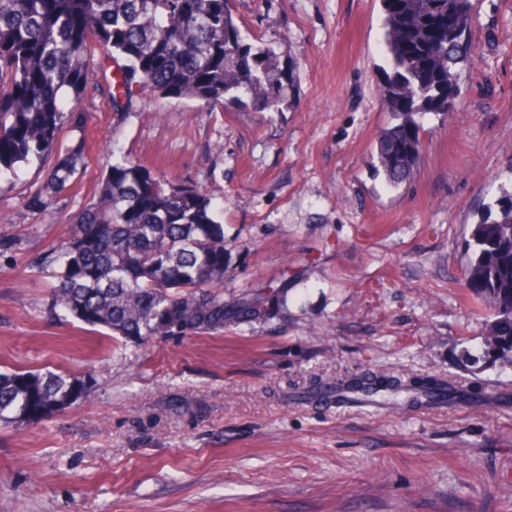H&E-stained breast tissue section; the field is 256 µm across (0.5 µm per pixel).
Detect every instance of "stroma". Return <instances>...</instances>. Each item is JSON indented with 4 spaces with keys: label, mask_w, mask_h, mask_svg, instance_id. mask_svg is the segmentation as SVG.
I'll return each instance as SVG.
<instances>
[{
    "label": "stroma",
    "mask_w": 512,
    "mask_h": 512,
    "mask_svg": "<svg viewBox=\"0 0 512 512\" xmlns=\"http://www.w3.org/2000/svg\"><path fill=\"white\" fill-rule=\"evenodd\" d=\"M293 89L277 112L136 94L117 115L102 70L78 105L84 166L46 210L36 168L0 182V370L90 378L83 403L0 425V512H512V363L480 356L490 311L465 241L512 189V0H476L457 112L423 121L413 177L373 149L391 116L379 0H233ZM188 182L224 226V301L268 296L265 323L134 346L50 308L69 220L110 154ZM461 377L510 403L337 401L336 383Z\"/></svg>",
    "instance_id": "stroma-1"
}]
</instances>
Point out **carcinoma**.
I'll return each instance as SVG.
<instances>
[{
	"label": "carcinoma",
	"mask_w": 512,
	"mask_h": 512,
	"mask_svg": "<svg viewBox=\"0 0 512 512\" xmlns=\"http://www.w3.org/2000/svg\"><path fill=\"white\" fill-rule=\"evenodd\" d=\"M389 73L382 88L393 123L374 148L387 184L410 180L422 149L423 119L456 111L460 64L475 58L469 34L474 0H380ZM112 61L116 111L136 90L207 105L241 103L277 112L291 75L271 45L246 41L231 0H0V180L35 165L43 183L29 190L41 211L84 165L87 90L97 53ZM79 131L59 144L65 126ZM96 201L74 217L55 250L51 309L116 339L208 334L252 318L224 310V225L211 201L126 157L99 182ZM468 287L490 309L484 357L512 362V190L471 224ZM419 403H469L471 388L433 379L405 388ZM91 393L90 382L47 371H0V424L40 419Z\"/></svg>",
	"instance_id": "obj_1"
}]
</instances>
